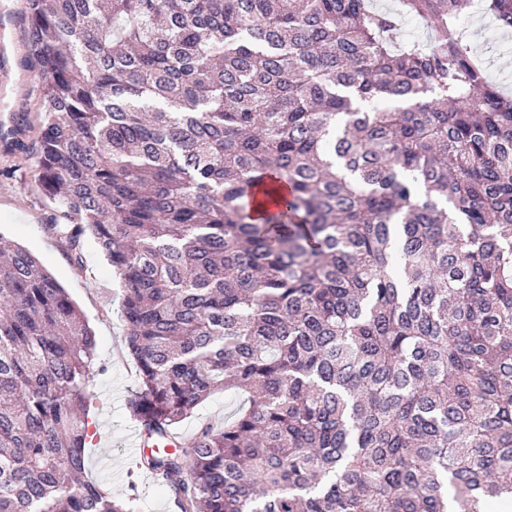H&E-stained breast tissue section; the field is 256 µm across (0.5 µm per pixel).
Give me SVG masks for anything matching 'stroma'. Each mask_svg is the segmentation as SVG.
<instances>
[{
	"label": "stroma",
	"instance_id": "stroma-1",
	"mask_svg": "<svg viewBox=\"0 0 512 512\" xmlns=\"http://www.w3.org/2000/svg\"><path fill=\"white\" fill-rule=\"evenodd\" d=\"M460 23L479 56L488 80L512 93V32L500 29L478 7L460 16ZM27 18L24 0H0V115L8 129L0 132V234L33 252L82 310L95 333L96 352L105 370L93 378L91 437L85 451L88 478L106 483L113 492L127 491L126 457L134 423L126 413L128 391L137 383V370L125 357L126 326L120 313V283L93 240L84 245V268L76 270L67 254L44 226L56 215V204L35 179L36 138L44 82L26 57ZM243 397L220 390L202 401L178 432L190 438L200 421L223 425Z\"/></svg>",
	"mask_w": 512,
	"mask_h": 512
}]
</instances>
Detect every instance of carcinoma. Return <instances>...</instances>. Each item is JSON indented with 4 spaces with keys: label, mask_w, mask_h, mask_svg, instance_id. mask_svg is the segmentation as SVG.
I'll list each match as a JSON object with an SVG mask.
<instances>
[{
    "label": "carcinoma",
    "mask_w": 512,
    "mask_h": 512,
    "mask_svg": "<svg viewBox=\"0 0 512 512\" xmlns=\"http://www.w3.org/2000/svg\"><path fill=\"white\" fill-rule=\"evenodd\" d=\"M399 5L431 41L369 0H25L45 229L119 276L137 469L180 512L512 504V95L465 0ZM103 370L1 249L0 512H136L85 477ZM220 388L246 403L164 448ZM430 23L417 17L404 15L396 33L395 41L404 43L408 41L427 39L430 35Z\"/></svg>",
    "instance_id": "obj_1"
}]
</instances>
